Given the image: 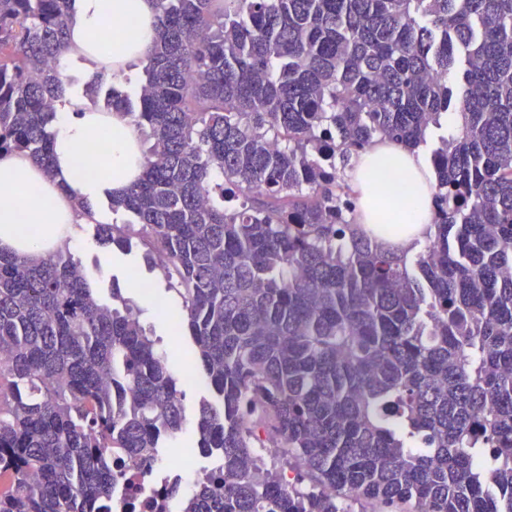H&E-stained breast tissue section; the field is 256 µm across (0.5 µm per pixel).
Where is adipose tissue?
Masks as SVG:
<instances>
[{
    "label": "adipose tissue",
    "instance_id": "ef3b65f1",
    "mask_svg": "<svg viewBox=\"0 0 512 512\" xmlns=\"http://www.w3.org/2000/svg\"><path fill=\"white\" fill-rule=\"evenodd\" d=\"M155 22V0H74L60 63L78 62L89 71L98 70L103 57L95 48V35L107 25L113 28V40L123 45L121 64L144 62L153 45ZM52 124L56 178L46 176L26 154L0 153V249L33 260L70 245L68 226L84 220L79 201L122 193L141 172L139 138L124 112H99L76 97L56 111ZM105 126L112 131V142L102 154L97 143ZM347 170L355 184L370 188L359 200L360 223H383L403 181L417 207L390 241L405 250L425 239L434 216L429 189L434 174L418 152L379 143L351 156Z\"/></svg>",
    "mask_w": 512,
    "mask_h": 512
}]
</instances>
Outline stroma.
I'll list each match as a JSON object with an SVG mask.
<instances>
[{"mask_svg": "<svg viewBox=\"0 0 512 512\" xmlns=\"http://www.w3.org/2000/svg\"><path fill=\"white\" fill-rule=\"evenodd\" d=\"M94 233L93 225H77L76 243L70 251L71 256L90 277L100 282L102 288L108 289L112 284H120L125 296L139 308L142 325L151 336L158 339V349L168 357L174 374L185 380V405L191 408L199 400L211 398L212 391L207 379L197 372L185 354L192 344L191 339L174 333L156 311L155 304L159 301L170 308L181 305L178 295L169 291L163 270L148 267L144 263L141 245H134L131 253L123 254L99 247L94 240Z\"/></svg>", "mask_w": 512, "mask_h": 512, "instance_id": "1", "label": "stroma"}]
</instances>
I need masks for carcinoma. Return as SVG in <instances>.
I'll return each instance as SVG.
<instances>
[{
  "instance_id": "obj_1",
  "label": "carcinoma",
  "mask_w": 512,
  "mask_h": 512,
  "mask_svg": "<svg viewBox=\"0 0 512 512\" xmlns=\"http://www.w3.org/2000/svg\"><path fill=\"white\" fill-rule=\"evenodd\" d=\"M72 0H0V152L52 169ZM135 97L101 112L148 143L112 211L176 279L215 399L192 413L217 473L181 512H512V0H157ZM464 58L457 90L448 71ZM433 235L416 254L356 223L341 160L418 148ZM97 242L132 250L128 224ZM70 253L0 250V512H112V449L152 458L183 392L117 283ZM276 438L313 481L256 449Z\"/></svg>"
}]
</instances>
